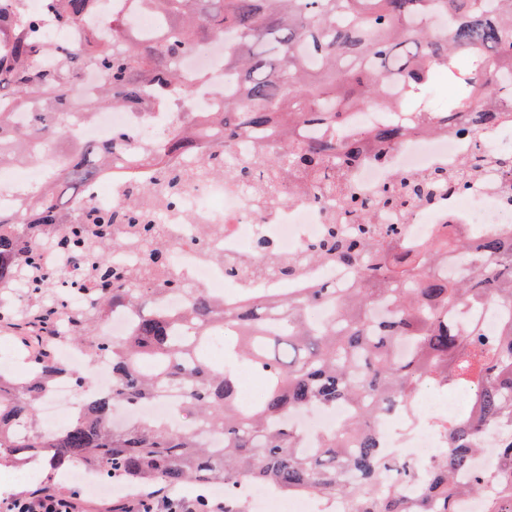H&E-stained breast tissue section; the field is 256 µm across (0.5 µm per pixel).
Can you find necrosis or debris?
Wrapping results in <instances>:
<instances>
[{
  "label": "necrosis or debris",
  "mask_w": 512,
  "mask_h": 512,
  "mask_svg": "<svg viewBox=\"0 0 512 512\" xmlns=\"http://www.w3.org/2000/svg\"><path fill=\"white\" fill-rule=\"evenodd\" d=\"M184 72L206 70L215 77L213 83L199 87L184 110L203 118L223 109L224 44L216 42L195 52L180 63ZM398 77L386 85L385 103L368 110L350 109L337 131L319 124H302L297 132L304 142H319L332 137L355 140L364 131L383 124L394 111L399 99ZM179 113L172 109L142 112L139 105L112 108L104 106L93 114L80 111L66 114L65 124L71 140L90 142L108 150V166L101 171L96 186L87 192L76 193L67 200L63 214L68 223L85 224L90 211H107L135 197L136 209L145 223L160 227L171 244L167 272L178 275L184 287L203 288L215 298L239 295L244 283L224 275L228 259L252 265L271 258L281 260L301 257L308 244L318 238L326 225L347 228L354 224L355 213L339 207L333 189L324 187L311 193L302 176L280 185V193L301 190L302 198L287 206H266L256 196L258 185L267 183L266 171L257 160L277 144L269 131L251 132L241 139L235 149L224 157V166L237 168L242 162H253L252 177L248 180L217 178L200 172L197 150L173 148L169 166L191 172L192 177L179 186L180 202L170 205V191L163 177L164 168L146 167V176L131 181L122 160L112 147V131H128L131 142L144 134L164 138L177 123ZM512 155V139L502 130H469L465 118L454 126L435 132L412 133L391 147L368 151L344 171L343 178L366 206L377 224L401 225L404 235L401 245L413 244L457 229L477 233L496 232L512 235V169L500 165L502 155ZM465 159L482 164L481 175L470 181L467 190L444 193L428 202L404 209L376 208V199L395 175L421 177L437 169H455ZM62 158L52 151L43 152L35 170L21 171L11 165L0 166V209L17 210L25 189L44 182L47 174L60 164ZM53 237L41 235L38 248L45 269L54 275L51 291L45 294L48 302L80 307L87 299L85 290L92 285L89 266L71 255L54 249ZM357 271L350 266L326 263L304 270L288 280H275V287L306 288L311 284H330L338 288L353 287ZM69 320H61L57 336L50 342L56 355L65 360L69 371L56 375L51 390L39 402V415L49 428H57L75 416L80 408V392L74 376L90 374L96 391L112 390V358L108 355L90 359L85 346L68 340ZM156 417L176 429L188 428L190 422L183 413L181 394L133 407H121L115 412V424L124 425L142 417Z\"/></svg>",
  "instance_id": "obj_1"
}]
</instances>
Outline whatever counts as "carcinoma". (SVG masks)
Returning <instances> with one entry per match:
<instances>
[{
  "label": "carcinoma",
  "instance_id": "carcinoma-1",
  "mask_svg": "<svg viewBox=\"0 0 512 512\" xmlns=\"http://www.w3.org/2000/svg\"><path fill=\"white\" fill-rule=\"evenodd\" d=\"M42 2L40 17L29 13L26 0H0V163L36 162L33 141L62 143L65 128L56 117L69 109L94 112L102 104L134 101L165 108L172 102L166 93L153 104L147 100L159 84L191 98L209 78L200 73L190 84L178 63L219 40L224 75L236 82V89H224L222 148L232 151L248 130H276L281 146L262 163L284 180L291 172L316 178L328 166L346 167L360 145L347 143L338 153L330 141L302 143L296 127L315 120L338 129L346 110L378 99L393 74L402 77L405 97L421 99L415 114L422 118L470 112L481 129L512 125V112L487 106L495 86L512 78V0H131L158 14L161 38H146L113 15L107 23L121 47L88 40L58 52L45 23L77 31L100 0ZM440 16L451 20L445 32L435 26ZM53 51L57 58L48 64L43 55ZM85 70L102 76L96 99L78 92ZM439 74L456 83L457 96L431 112L425 93ZM28 101L27 124L13 127L14 108ZM192 126L186 117L168 139L192 146ZM402 132L387 123L371 143H392ZM163 150L159 140L137 143L130 162L154 160ZM74 152L38 193L26 194L22 209L13 215L0 210V286L20 280L37 299L26 320L0 324L37 348L28 381L11 384L0 376V449L21 459L40 455L56 469L79 464L138 484H222L224 512H248L245 490L253 484L280 496L312 494L327 503L324 512L340 506L342 512H458L457 499L464 496L484 499L485 512H512V239L492 232L472 237L459 230L431 241L411 260L393 262L397 225L377 229L363 214L352 230L334 224L307 249L312 267H356L354 288L316 285L284 295L256 282L223 303L172 278L167 285L185 296L177 339L174 321L147 307L144 289L130 287L128 270L102 253L91 265L97 300L73 319L70 333L77 341L93 335L108 305L139 309L127 336L91 348L93 359L112 353V392L86 400L62 427L40 430L36 404L62 368L47 341L61 312L38 301L51 290L53 275L38 268L36 238L39 230L63 223L58 187H89L106 159L96 144ZM468 182L467 173L449 178L438 171L403 177L380 197L387 206H405ZM138 220L132 205L123 204L92 215L90 225H69L54 245L70 252L91 237H111L117 222L134 226ZM484 307L501 319L493 335L468 318ZM319 308L328 316L314 322L309 313ZM222 327L234 328L236 339L224 346V366L215 367L199 349ZM241 366L266 378L262 403L242 395ZM426 384L469 389L474 401L467 417L434 422L443 448L420 472L382 446L379 423L393 410L414 412ZM177 389L192 419L219 433L221 444L209 446L192 430H174L161 419L111 423L116 405L148 403ZM339 404L354 414L320 435L315 453L304 452L292 417ZM488 432L497 437L495 452L472 472Z\"/></svg>",
  "mask_w": 512,
  "mask_h": 512
}]
</instances>
